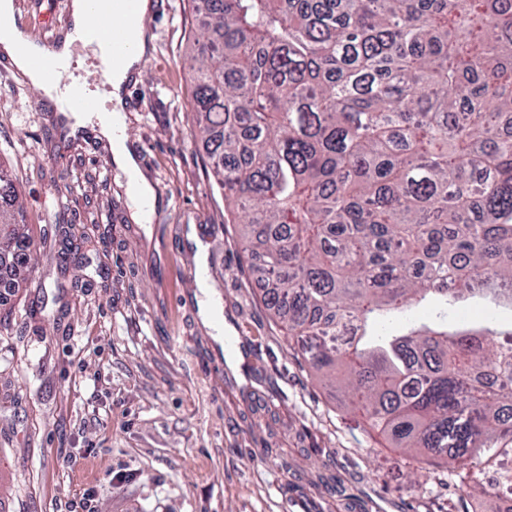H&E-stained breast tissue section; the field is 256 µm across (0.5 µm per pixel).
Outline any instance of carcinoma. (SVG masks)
Instances as JSON below:
<instances>
[{"instance_id": "cac0c4a2", "label": "carcinoma", "mask_w": 512, "mask_h": 512, "mask_svg": "<svg viewBox=\"0 0 512 512\" xmlns=\"http://www.w3.org/2000/svg\"><path fill=\"white\" fill-rule=\"evenodd\" d=\"M196 134L263 302L393 447L512 495V0H194ZM0 168V268L29 273ZM424 301L439 320L410 318ZM464 307H476V308H482L485 311H487L497 323H499L501 326L509 327L512 323V308H510L509 304L505 301L500 304L499 307L487 305L481 302H470L462 306H455L452 308L450 312L449 319L454 322L458 323L459 321L456 319V311L460 308Z\"/></svg>"}]
</instances>
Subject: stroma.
I'll list each match as a JSON object with an SVG mask.
<instances>
[{
    "instance_id": "obj_1",
    "label": "stroma",
    "mask_w": 512,
    "mask_h": 512,
    "mask_svg": "<svg viewBox=\"0 0 512 512\" xmlns=\"http://www.w3.org/2000/svg\"><path fill=\"white\" fill-rule=\"evenodd\" d=\"M14 3L62 34L70 0ZM151 3L125 125L159 201L149 223L107 143L51 135L54 104L0 73V165L37 255L0 302V512H492L347 412L272 317L193 132L192 2ZM101 68L77 45L71 80L100 100ZM226 327L251 350L220 364Z\"/></svg>"
}]
</instances>
